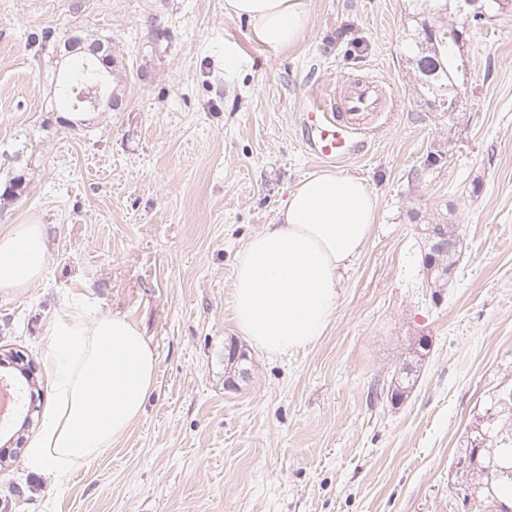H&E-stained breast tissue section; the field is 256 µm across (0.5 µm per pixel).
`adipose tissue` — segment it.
<instances>
[{
	"mask_svg": "<svg viewBox=\"0 0 512 512\" xmlns=\"http://www.w3.org/2000/svg\"><path fill=\"white\" fill-rule=\"evenodd\" d=\"M224 13L248 21L272 48L293 45L308 28L307 0H224ZM375 194L359 178L322 171L299 181L276 223L238 251L231 312L238 330L266 353L312 345L334 317L340 273L362 252L376 222ZM46 228H0V291L17 292L46 272ZM54 404L26 451L33 473L63 480L144 415L157 387L158 359L143 333L108 311L74 309L46 330Z\"/></svg>",
	"mask_w": 512,
	"mask_h": 512,
	"instance_id": "ef3b65f1",
	"label": "adipose tissue"
}]
</instances>
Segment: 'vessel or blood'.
Returning <instances> with one entry per match:
<instances>
[{
  "label": "vessel or blood",
  "instance_id": "b4317fda",
  "mask_svg": "<svg viewBox=\"0 0 512 512\" xmlns=\"http://www.w3.org/2000/svg\"><path fill=\"white\" fill-rule=\"evenodd\" d=\"M386 95L372 79L354 82L339 96L315 99L302 113L307 154L321 163H344L363 154L366 119L384 111Z\"/></svg>",
  "mask_w": 512,
  "mask_h": 512
}]
</instances>
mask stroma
<instances>
[{
  "instance_id": "1",
  "label": "stroma",
  "mask_w": 512,
  "mask_h": 512,
  "mask_svg": "<svg viewBox=\"0 0 512 512\" xmlns=\"http://www.w3.org/2000/svg\"><path fill=\"white\" fill-rule=\"evenodd\" d=\"M296 44L271 49L224 0H0V226L43 224L44 279L0 293V349L37 384L30 422L0 439L9 512H456L448 472L485 391L512 368V11L465 48L459 121L417 102L402 57L404 0H308ZM110 37L123 105L73 127L47 112L46 70L27 42L44 27ZM239 62L224 68V49ZM347 77L393 98L370 144L338 172L362 178L378 220L308 348H249L230 308L233 261L317 173L299 118ZM447 210L462 252L448 288L424 284L419 232ZM126 317L158 356L144 417L60 482L25 466L53 401L45 329L73 306ZM429 350L400 405L370 403L419 339Z\"/></svg>"
}]
</instances>
